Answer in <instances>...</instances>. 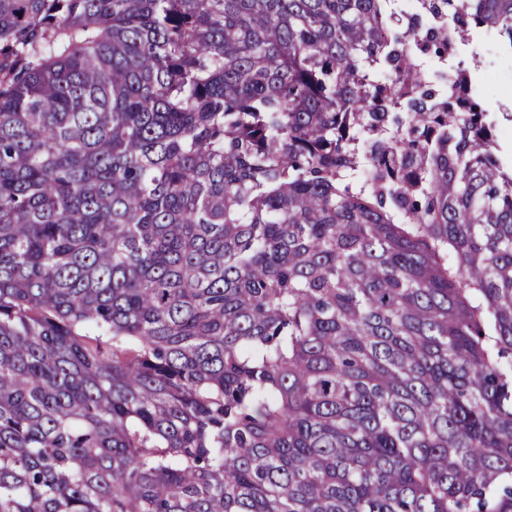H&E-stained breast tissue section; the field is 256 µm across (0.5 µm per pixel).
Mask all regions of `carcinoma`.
Segmentation results:
<instances>
[{
  "label": "carcinoma",
  "instance_id": "1",
  "mask_svg": "<svg viewBox=\"0 0 512 512\" xmlns=\"http://www.w3.org/2000/svg\"><path fill=\"white\" fill-rule=\"evenodd\" d=\"M512 0H0V512H512ZM495 39L499 43L496 36L483 33L476 40L484 63L478 72L471 73L472 87L480 100L491 105L492 112L512 113V56L503 54Z\"/></svg>",
  "mask_w": 512,
  "mask_h": 512
}]
</instances>
